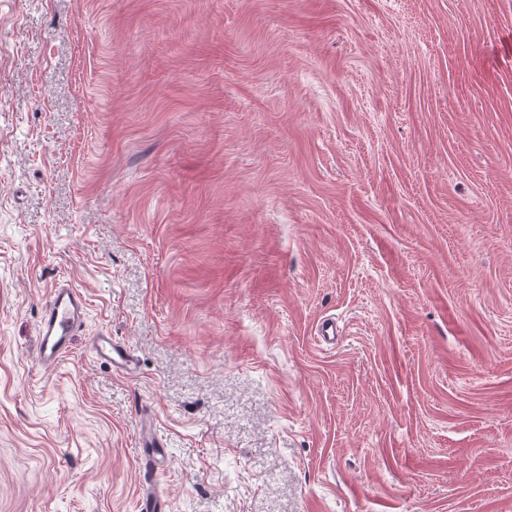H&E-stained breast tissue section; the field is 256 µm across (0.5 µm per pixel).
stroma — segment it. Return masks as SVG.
<instances>
[{
    "mask_svg": "<svg viewBox=\"0 0 512 512\" xmlns=\"http://www.w3.org/2000/svg\"><path fill=\"white\" fill-rule=\"evenodd\" d=\"M510 31L512 0H0V512H512ZM60 280L87 314L47 370ZM93 349L99 359L110 363L114 369L130 375L135 368L134 356L123 346L112 342L108 334L96 336Z\"/></svg>",
    "mask_w": 512,
    "mask_h": 512,
    "instance_id": "35a3bbf8",
    "label": "stroma"
}]
</instances>
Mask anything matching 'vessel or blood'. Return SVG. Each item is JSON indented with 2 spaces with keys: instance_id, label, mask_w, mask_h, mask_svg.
<instances>
[{
  "instance_id": "b4317fda",
  "label": "vessel or blood",
  "mask_w": 512,
  "mask_h": 512,
  "mask_svg": "<svg viewBox=\"0 0 512 512\" xmlns=\"http://www.w3.org/2000/svg\"><path fill=\"white\" fill-rule=\"evenodd\" d=\"M84 314L85 302L78 288L66 283L51 289L38 327V360L43 367H56L68 355L73 333L81 324ZM93 349L99 359L110 363L114 369L128 375L133 373V355L125 347L114 343L110 335L95 337Z\"/></svg>"
}]
</instances>
